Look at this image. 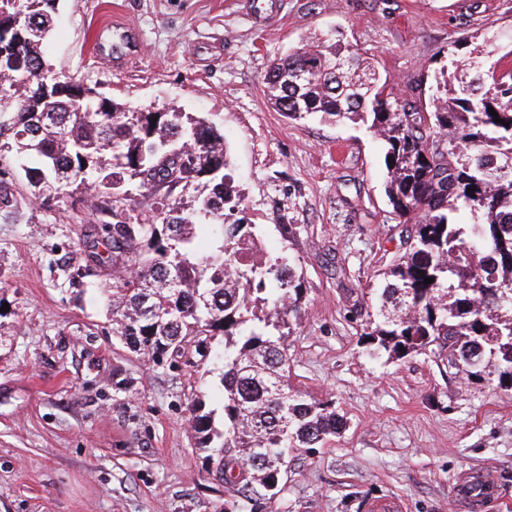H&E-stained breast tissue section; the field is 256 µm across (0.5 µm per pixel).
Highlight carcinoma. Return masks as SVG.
Here are the masks:
<instances>
[{"label":"carcinoma","instance_id":"carcinoma-1","mask_svg":"<svg viewBox=\"0 0 512 512\" xmlns=\"http://www.w3.org/2000/svg\"><path fill=\"white\" fill-rule=\"evenodd\" d=\"M56 10V0H0V26L23 13L0 41V56L20 61L0 74V97L14 104L0 117V210L17 209L10 176L19 160L43 201L112 189L81 243L105 249L100 264L136 269L113 278L112 335L171 367L191 343L199 364L217 366L221 411L190 404L197 448L219 481L263 506L281 491L290 450L345 427L335 402L306 400L288 384L285 340L303 279L288 257L250 252L258 239L241 217L223 130L174 108L54 94V77L69 79L43 55ZM322 60L341 68L329 75ZM435 79L430 112L384 98L376 67L335 43L274 59L263 83L290 120L370 122L392 158L386 193L411 230L404 253L379 273L363 336L393 359L435 346L448 367L512 385V70L450 57Z\"/></svg>","mask_w":512,"mask_h":512}]
</instances>
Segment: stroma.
Listing matches in <instances>:
<instances>
[{
  "label": "stroma",
  "instance_id": "stroma-1",
  "mask_svg": "<svg viewBox=\"0 0 512 512\" xmlns=\"http://www.w3.org/2000/svg\"><path fill=\"white\" fill-rule=\"evenodd\" d=\"M257 21L244 0H58L45 58L126 106H173L223 129L246 223L306 287L287 339L289 382L336 401L346 427L299 453L273 512H470L457 481L497 477L487 512H512V388L471 379L434 353L396 360L363 336L368 285L405 250L385 194L384 148L363 124L291 120L269 103L272 59L337 29L395 93L428 106L433 70L484 40L512 51V0H276ZM119 20L142 51L113 68L93 49ZM0 211V512H250L208 472L188 402L220 408L217 375L169 367L112 334L111 264L69 284L68 256L96 218L94 197L40 205L14 183ZM129 391H116L118 381Z\"/></svg>",
  "mask_w": 512,
  "mask_h": 512
}]
</instances>
